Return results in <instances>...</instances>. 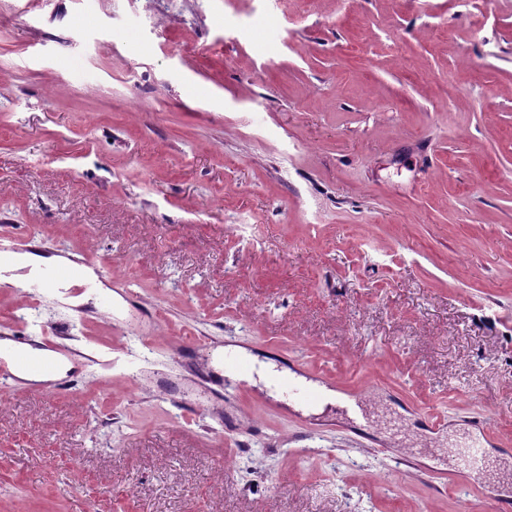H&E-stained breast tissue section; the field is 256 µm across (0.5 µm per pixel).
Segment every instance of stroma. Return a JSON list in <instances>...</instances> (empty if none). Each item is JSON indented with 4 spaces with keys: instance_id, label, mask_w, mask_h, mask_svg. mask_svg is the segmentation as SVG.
<instances>
[{
    "instance_id": "obj_1",
    "label": "stroma",
    "mask_w": 512,
    "mask_h": 512,
    "mask_svg": "<svg viewBox=\"0 0 512 512\" xmlns=\"http://www.w3.org/2000/svg\"><path fill=\"white\" fill-rule=\"evenodd\" d=\"M2 224L96 288L0 297L75 378L0 400V512L512 497V0H0ZM174 336L359 406L224 393ZM210 342L200 339H173L172 351L175 356L186 361L194 362L209 356Z\"/></svg>"
}]
</instances>
